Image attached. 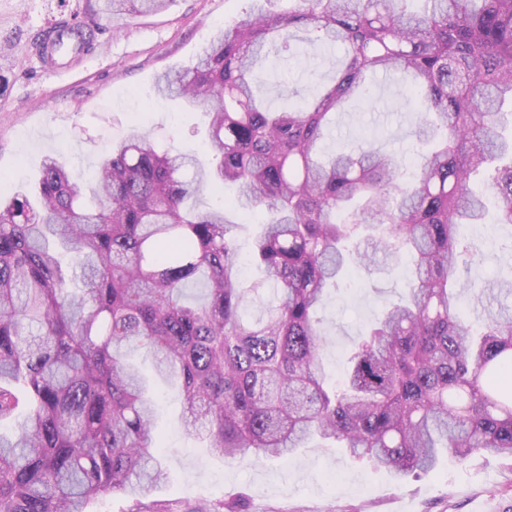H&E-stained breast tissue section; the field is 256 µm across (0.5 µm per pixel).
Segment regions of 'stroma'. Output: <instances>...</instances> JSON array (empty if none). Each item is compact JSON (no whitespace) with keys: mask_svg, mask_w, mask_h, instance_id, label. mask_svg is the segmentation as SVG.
<instances>
[{"mask_svg":"<svg viewBox=\"0 0 512 512\" xmlns=\"http://www.w3.org/2000/svg\"><path fill=\"white\" fill-rule=\"evenodd\" d=\"M253 7V0H170L158 12L129 10L109 19L97 0H0V178L13 187L35 179L53 154L75 181L87 183L112 141L134 128L165 147L198 148L206 116L176 101H157L156 76L190 65L218 29ZM71 15L93 30V46L55 73L36 56L34 42L54 20ZM341 57L339 46L317 40L306 59L269 57L256 73L260 94L272 104L280 86L315 94L329 83ZM417 119L406 83L376 80L369 98L337 114L324 151L370 142L415 163ZM460 232L474 245L477 270L486 281L512 275V261L498 248L512 229L489 223ZM412 269L407 258L389 273L359 268L352 288L331 293L321 311L329 377H341L349 349L403 293ZM156 390L155 429L165 444L161 460L169 481L144 498L150 508L191 512L203 500L224 502L234 512H472L483 503L512 505L510 456L447 461L438 474L406 482L351 461L317 439L285 459L227 463L187 433L179 388L160 384Z\"/></svg>","mask_w":512,"mask_h":512,"instance_id":"35a3bbf8","label":"stroma"}]
</instances>
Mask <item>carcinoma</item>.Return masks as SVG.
Listing matches in <instances>:
<instances>
[{"label": "carcinoma", "instance_id": "carcinoma-1", "mask_svg": "<svg viewBox=\"0 0 512 512\" xmlns=\"http://www.w3.org/2000/svg\"><path fill=\"white\" fill-rule=\"evenodd\" d=\"M112 17L130 4L102 0ZM224 25L156 94L209 116L205 148L162 147L138 131L112 143L84 193L56 157L38 183L0 195V512H88L135 502L166 479L157 403L129 363L152 356L177 383L182 421L240 465L284 458L312 437L397 479L442 455L512 456V313L459 314L457 235L485 194L512 226V0H296ZM337 44L341 66L302 105L273 109L254 68L306 53L292 30ZM411 79L421 162L360 146L324 159L332 117L376 76ZM238 186L211 210L188 202ZM264 216L242 252L227 207ZM413 259L415 284L354 345L339 383L322 372L318 312L350 257ZM264 272L246 287L242 261ZM203 298L188 300L190 284ZM134 501L119 493L107 495L94 502L89 510L91 512H129Z\"/></svg>", "mask_w": 512, "mask_h": 512}]
</instances>
